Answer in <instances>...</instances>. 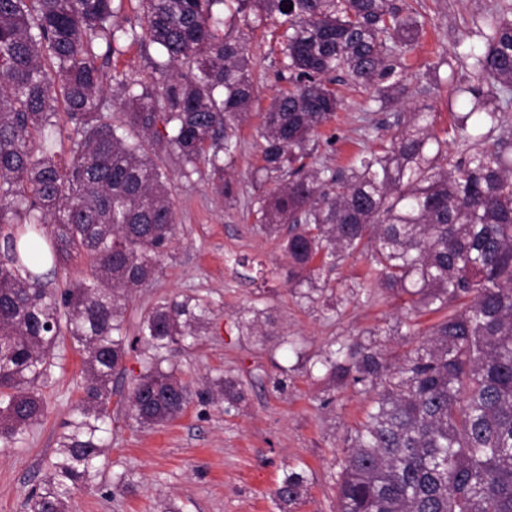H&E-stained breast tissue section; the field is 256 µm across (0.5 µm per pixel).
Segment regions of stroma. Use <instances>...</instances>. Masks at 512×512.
Returning a JSON list of instances; mask_svg holds the SVG:
<instances>
[{
	"label": "stroma",
	"instance_id": "obj_1",
	"mask_svg": "<svg viewBox=\"0 0 512 512\" xmlns=\"http://www.w3.org/2000/svg\"><path fill=\"white\" fill-rule=\"evenodd\" d=\"M425 16L423 33L404 59L407 91L388 108H381L372 91L337 75L333 87L343 99L336 121L324 128L334 143H318L314 166H346L354 152L375 148L389 137L396 113L426 110L436 128L452 120L447 75L464 81L469 73L459 54L469 45L476 22L496 0H396ZM280 16L249 14V50L253 73L262 86L258 102L239 131L234 163L224 170L232 196L219 198L206 176L185 180L173 174L179 230L162 257L155 281L133 293L127 320L137 324L141 310L164 296L197 294L211 303L207 328L177 360L192 391L202 390L213 377L240 380L246 399L228 412L220 402L192 398L176 420L143 428L118 402L109 406L112 441L105 459L107 479L76 490L69 512H155L161 502L180 512H277L272 492L290 467H304L308 491L297 512H336L338 480L350 438L371 401L370 394L349 383L332 385L309 374L310 364L338 338L376 332V341L395 354L410 350L403 337L407 319L403 298L376 291L347 293L345 286L361 280L369 266L354 256L339 262L331 274L336 308L323 301L308 302L291 292L274 270L287 259L277 240L256 233L248 205L257 179L265 189L276 185L265 178L257 146L261 112L266 111L282 83L277 34ZM445 66H438V59ZM236 255L263 263L266 278L245 280ZM270 308L279 334L296 343L293 356L285 347L267 342L238 321L250 308ZM57 359L41 393L45 415L23 440L0 447V512H26V498L47 472L56 442L80 395L82 356L70 343L55 350ZM287 374L288 389L278 393L273 380ZM127 473L130 484L116 487L111 477Z\"/></svg>",
	"mask_w": 512,
	"mask_h": 512
}]
</instances>
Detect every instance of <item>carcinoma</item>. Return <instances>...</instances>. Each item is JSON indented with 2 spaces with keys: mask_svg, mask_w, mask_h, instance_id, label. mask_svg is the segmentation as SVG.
I'll use <instances>...</instances> for the list:
<instances>
[{
  "mask_svg": "<svg viewBox=\"0 0 512 512\" xmlns=\"http://www.w3.org/2000/svg\"><path fill=\"white\" fill-rule=\"evenodd\" d=\"M292 10L282 11L287 5ZM254 9L284 17L286 82L261 113L262 169L255 229L280 241L288 284L334 295L327 274L358 254L370 265L354 287L408 296V316L440 313L420 345L395 356L358 338L336 341L319 364L328 382L375 397L355 429L336 512H512V0L475 26L472 76L453 93L462 111L434 128L431 112L397 115L395 132L343 170L308 166L315 139L343 101L327 76L345 73L386 105L406 90L405 49L425 19L395 0H143V32L115 0H0V445L20 442L44 416L40 387L70 338L83 357L80 399L59 434L27 512H67L95 484L110 429L112 376L141 349L143 370L119 397L135 422L161 425L191 399L171 352L200 336L209 304L191 294L144 309L130 335L125 301L154 279L177 234L169 167L190 178L224 167L260 96L245 34L221 33ZM153 49L149 82L113 68L117 46ZM124 101L114 117L106 88ZM66 127L54 121L57 109ZM70 143L63 165L57 138ZM458 145L454 153L448 143ZM89 260L87 278L50 289L38 272ZM273 316L249 325L268 339ZM230 411L241 384L214 380ZM292 469L273 492L293 512L307 491Z\"/></svg>",
  "mask_w": 512,
  "mask_h": 512,
  "instance_id": "obj_1",
  "label": "carcinoma"
}]
</instances>
